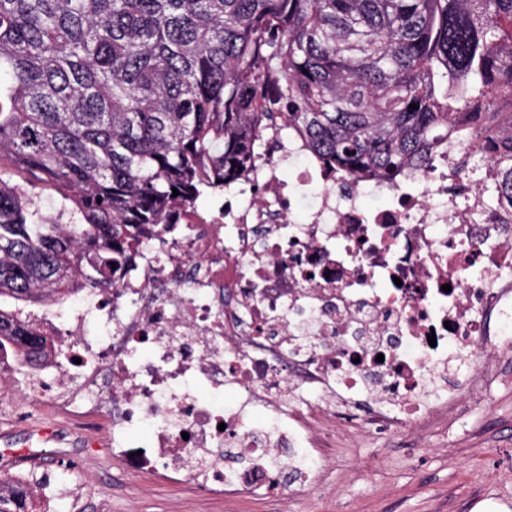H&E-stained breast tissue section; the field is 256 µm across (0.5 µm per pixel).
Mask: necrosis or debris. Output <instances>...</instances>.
<instances>
[{"mask_svg": "<svg viewBox=\"0 0 512 512\" xmlns=\"http://www.w3.org/2000/svg\"><path fill=\"white\" fill-rule=\"evenodd\" d=\"M260 135L209 216L156 225L111 287L24 313L51 344L38 366L0 353L20 405L108 417L126 469L214 497L317 484L325 427L360 402L363 427L426 430L484 386L512 335V191L492 141L389 181L327 164L298 128ZM9 477L24 512H58L49 485Z\"/></svg>", "mask_w": 512, "mask_h": 512, "instance_id": "4bbe7bcc", "label": "necrosis or debris"}]
</instances>
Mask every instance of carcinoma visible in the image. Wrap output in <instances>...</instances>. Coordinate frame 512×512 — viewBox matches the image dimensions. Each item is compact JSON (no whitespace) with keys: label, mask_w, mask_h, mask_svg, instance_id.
<instances>
[{"label":"carcinoma","mask_w":512,"mask_h":512,"mask_svg":"<svg viewBox=\"0 0 512 512\" xmlns=\"http://www.w3.org/2000/svg\"><path fill=\"white\" fill-rule=\"evenodd\" d=\"M507 98L512 0H0V298L111 287L146 226L248 165L257 112L389 180ZM5 345L43 349L0 309Z\"/></svg>","instance_id":"1"}]
</instances>
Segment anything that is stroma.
Returning <instances> with one entry per match:
<instances>
[{
	"label": "stroma",
	"instance_id": "stroma-1",
	"mask_svg": "<svg viewBox=\"0 0 512 512\" xmlns=\"http://www.w3.org/2000/svg\"><path fill=\"white\" fill-rule=\"evenodd\" d=\"M495 371L427 430L389 439L337 431L318 485L285 500L215 498L188 482L126 470L113 459L104 428L79 430L48 406L25 414L1 407L0 444L24 440L38 425L84 433L87 444L68 450L71 467L55 468L50 457L34 463L36 474H53V489L86 486L79 512H512V358H499Z\"/></svg>",
	"mask_w": 512,
	"mask_h": 512
}]
</instances>
